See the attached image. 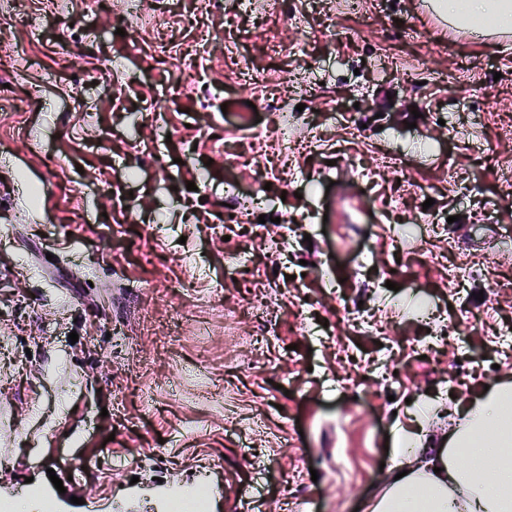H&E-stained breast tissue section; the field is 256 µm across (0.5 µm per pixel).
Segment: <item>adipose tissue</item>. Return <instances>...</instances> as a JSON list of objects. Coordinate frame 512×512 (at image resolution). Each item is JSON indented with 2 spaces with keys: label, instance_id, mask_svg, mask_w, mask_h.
I'll use <instances>...</instances> for the list:
<instances>
[{
  "label": "adipose tissue",
  "instance_id": "ef3b65f1",
  "mask_svg": "<svg viewBox=\"0 0 512 512\" xmlns=\"http://www.w3.org/2000/svg\"><path fill=\"white\" fill-rule=\"evenodd\" d=\"M434 8L461 29L512 33V0H435ZM450 411L461 423L435 444L398 430L390 476L366 512H512V381Z\"/></svg>",
  "mask_w": 512,
  "mask_h": 512
}]
</instances>
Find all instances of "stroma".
<instances>
[{
  "label": "stroma",
  "mask_w": 512,
  "mask_h": 512,
  "mask_svg": "<svg viewBox=\"0 0 512 512\" xmlns=\"http://www.w3.org/2000/svg\"><path fill=\"white\" fill-rule=\"evenodd\" d=\"M139 25L118 36L126 0L0 12V52L24 54L0 123V503L69 452L92 494L55 512L199 485L204 512H359L386 435L421 412L437 440L434 398L512 376V34L450 30L429 0H148ZM493 250L489 280L449 278ZM359 303L373 333L341 323Z\"/></svg>",
  "instance_id": "1"
}]
</instances>
